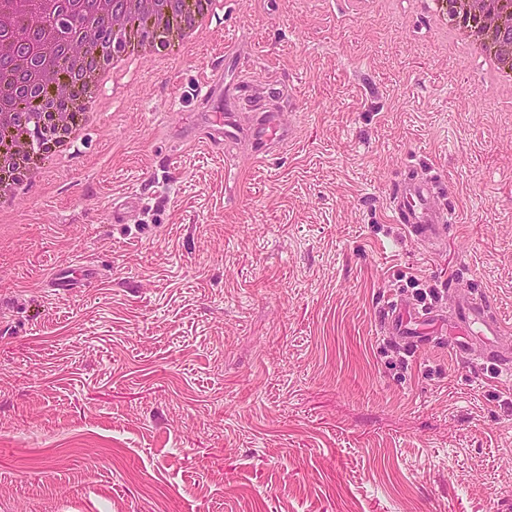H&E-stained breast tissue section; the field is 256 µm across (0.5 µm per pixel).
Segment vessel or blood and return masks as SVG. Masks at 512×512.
I'll return each mask as SVG.
<instances>
[{
    "label": "vessel or blood",
    "instance_id": "vessel-or-blood-1",
    "mask_svg": "<svg viewBox=\"0 0 512 512\" xmlns=\"http://www.w3.org/2000/svg\"><path fill=\"white\" fill-rule=\"evenodd\" d=\"M221 75H213L198 88V93L210 105L200 121L213 140L233 144L242 137H249L256 145L260 157L288 146L294 139L291 130L280 127L275 112L262 113L257 124L250 129L240 128L224 100L217 93ZM441 181L437 176L408 177L397 184L392 194L391 212L395 223L400 224L411 242L433 246L447 237L456 214L437 202ZM382 335L399 340L407 351H417L432 342L439 332L449 335L448 348L462 360L481 356L484 363L501 371L512 370V356L504 354L497 346V338L504 332V325L489 303L477 296L462 299L451 321H443L437 311L403 305L388 297L381 305L379 322Z\"/></svg>",
    "mask_w": 512,
    "mask_h": 512
}]
</instances>
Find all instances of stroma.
<instances>
[{
  "label": "stroma",
  "instance_id": "stroma-1",
  "mask_svg": "<svg viewBox=\"0 0 512 512\" xmlns=\"http://www.w3.org/2000/svg\"><path fill=\"white\" fill-rule=\"evenodd\" d=\"M209 29L103 89L0 223V512H512V379L379 330L387 296L474 290L512 351V91L422 0H224ZM215 70L293 142H185ZM410 168L461 215L433 251L391 220Z\"/></svg>",
  "mask_w": 512,
  "mask_h": 512
}]
</instances>
